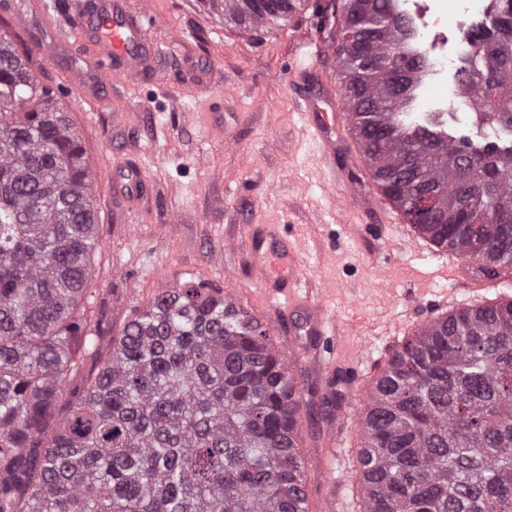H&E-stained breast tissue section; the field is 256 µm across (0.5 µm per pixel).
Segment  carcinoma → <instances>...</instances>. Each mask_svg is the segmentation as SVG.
Listing matches in <instances>:
<instances>
[{
	"mask_svg": "<svg viewBox=\"0 0 512 512\" xmlns=\"http://www.w3.org/2000/svg\"><path fill=\"white\" fill-rule=\"evenodd\" d=\"M395 0H328L350 132L374 185L417 231L512 274V144L403 116L420 78ZM285 26L307 0H204ZM457 69L482 123L512 128V0H493ZM77 131L0 31V512H308L297 448L308 400L266 329L187 282L112 339L57 420L98 336L80 302L98 247ZM433 193L429 214L412 197ZM356 512H512V299L423 326L393 351L358 422ZM26 448L44 449L23 466ZM99 365V361L96 358L87 357L84 359L81 372L70 378L69 390L66 394L60 396L55 408L56 416L60 420L63 419L69 411V401L71 399L69 392L82 389L87 380L97 372Z\"/></svg>",
	"mask_w": 512,
	"mask_h": 512,
	"instance_id": "carcinoma-1",
	"label": "carcinoma"
}]
</instances>
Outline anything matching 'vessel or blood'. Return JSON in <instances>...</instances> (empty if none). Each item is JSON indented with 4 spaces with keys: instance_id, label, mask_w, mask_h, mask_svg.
I'll list each match as a JSON object with an SVG mask.
<instances>
[{
    "instance_id": "1",
    "label": "vessel or blood",
    "mask_w": 512,
    "mask_h": 512,
    "mask_svg": "<svg viewBox=\"0 0 512 512\" xmlns=\"http://www.w3.org/2000/svg\"><path fill=\"white\" fill-rule=\"evenodd\" d=\"M146 10L131 12L122 0H113L103 11L88 14L78 11L72 28L96 48L88 63V73L94 83L103 84L112 74L127 72L141 77L146 73L144 63L160 53L158 43L145 34ZM326 96L321 87L309 88L298 100V111L307 131L321 149L325 164L331 170L332 181H342L336 170V150L344 139L337 131L336 115L321 111ZM127 195L140 198L148 191V179L139 169L128 170L120 179ZM242 234L261 273L260 282L267 298L295 314L294 329L298 335L319 343L325 334L326 320L320 309L299 293L300 267L290 248L281 242L275 225L246 224Z\"/></svg>"
}]
</instances>
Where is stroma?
I'll use <instances>...</instances> for the list:
<instances>
[{
  "label": "stroma",
  "instance_id": "obj_1",
  "mask_svg": "<svg viewBox=\"0 0 512 512\" xmlns=\"http://www.w3.org/2000/svg\"><path fill=\"white\" fill-rule=\"evenodd\" d=\"M147 2L157 23L147 31L162 51L152 83L116 77L112 105L72 89L87 71L91 46L70 33L75 7L92 0H5L0 30L28 52L37 78L51 86L79 133L93 173L99 246L88 276L85 313L108 355L133 315L159 294L195 280L221 289L257 319L309 395L299 421L298 451L308 470L309 512L331 502L359 505L358 421L373 380L403 337L446 313L512 299V277L493 288L446 279L429 241L404 247L389 224L353 234L356 200L329 188L297 114L290 77L315 59L317 77L338 91L334 57H316L304 39L323 27L326 0L287 26L254 33L219 21L197 0ZM449 132L506 145L512 132L478 122L464 105L449 108ZM142 168L152 197L130 202L117 192V172ZM244 224H278L296 243L312 302L335 321L321 348L306 346L290 318L266 299L242 244ZM345 376L335 407L322 403Z\"/></svg>",
  "mask_w": 512,
  "mask_h": 512
}]
</instances>
